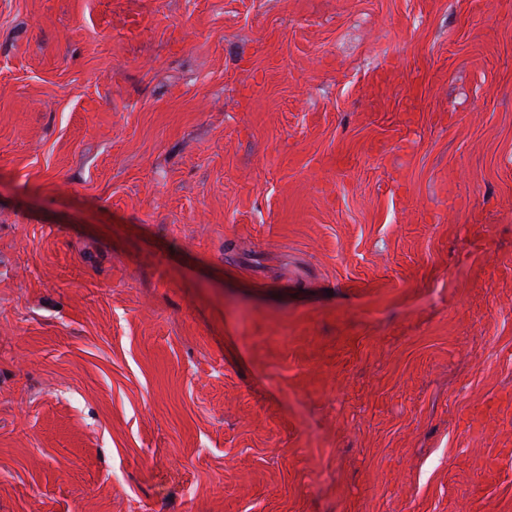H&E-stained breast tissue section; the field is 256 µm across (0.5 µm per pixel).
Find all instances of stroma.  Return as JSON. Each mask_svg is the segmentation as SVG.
Returning a JSON list of instances; mask_svg holds the SVG:
<instances>
[{
    "mask_svg": "<svg viewBox=\"0 0 512 512\" xmlns=\"http://www.w3.org/2000/svg\"><path fill=\"white\" fill-rule=\"evenodd\" d=\"M0 512H512V0H0Z\"/></svg>",
    "mask_w": 512,
    "mask_h": 512,
    "instance_id": "1",
    "label": "stroma"
}]
</instances>
